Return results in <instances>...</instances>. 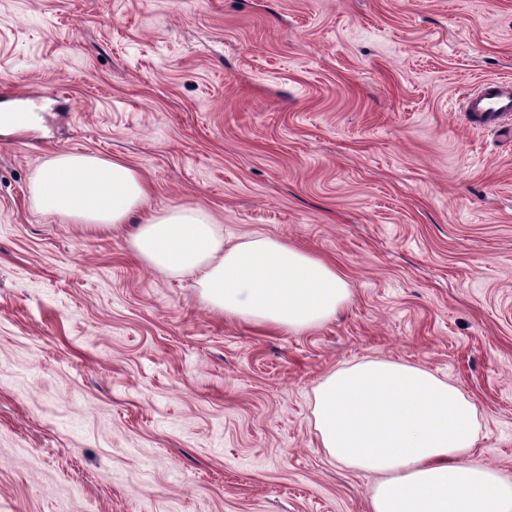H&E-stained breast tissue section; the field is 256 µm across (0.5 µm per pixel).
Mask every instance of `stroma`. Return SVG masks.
I'll return each instance as SVG.
<instances>
[{"instance_id":"obj_1","label":"stroma","mask_w":512,"mask_h":512,"mask_svg":"<svg viewBox=\"0 0 512 512\" xmlns=\"http://www.w3.org/2000/svg\"><path fill=\"white\" fill-rule=\"evenodd\" d=\"M512 80V0H0V512H368L314 389L364 358L476 404L512 479V131L465 93ZM61 151L120 159L332 263L300 334L225 318L119 231L37 212ZM33 112H4L0 114V134H10L33 126Z\"/></svg>"}]
</instances>
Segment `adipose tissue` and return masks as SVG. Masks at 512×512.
<instances>
[{"instance_id":"ef3b65f1","label":"adipose tissue","mask_w":512,"mask_h":512,"mask_svg":"<svg viewBox=\"0 0 512 512\" xmlns=\"http://www.w3.org/2000/svg\"><path fill=\"white\" fill-rule=\"evenodd\" d=\"M36 209L95 229L130 225L154 272L190 278L225 317L299 334L335 319L350 298L333 265L264 233L225 234L201 207L148 206L134 167L86 153L48 159L31 185ZM315 429L329 457L379 474L369 512H512V482L472 461L475 404L425 368L367 359L314 390Z\"/></svg>"}]
</instances>
